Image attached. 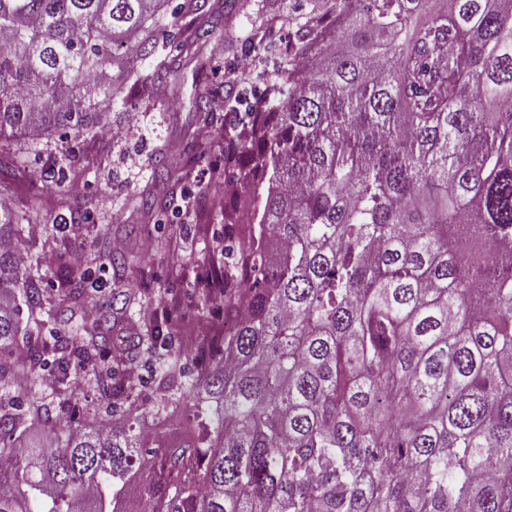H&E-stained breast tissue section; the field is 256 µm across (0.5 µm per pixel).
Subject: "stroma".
Here are the masks:
<instances>
[{
    "mask_svg": "<svg viewBox=\"0 0 512 512\" xmlns=\"http://www.w3.org/2000/svg\"><path fill=\"white\" fill-rule=\"evenodd\" d=\"M293 0H278V20H271L263 0H250L232 22L211 28L200 55L181 45L187 27L206 25V12L184 15L181 0H169L153 23L156 49L151 56L128 58V69L147 74L160 62L175 63L178 84L164 81L152 88V105L139 95L115 99L100 124L71 128L66 134L27 135L0 139V170L19 212L28 213L22 223L17 247L26 257L34 279L46 292H55L59 276L73 271L74 256L83 259L82 269L93 284L88 302L97 314L110 317L111 341L108 363L121 369L126 351L135 337L149 334L142 322L150 310L164 309L179 299L178 316L184 324L175 340L183 346L187 336L208 335L221 311L201 318L198 274L224 247V223L202 225L192 214L195 200L214 196L224 179L219 151L204 152L200 128H209L219 139L225 125L236 116L216 112L204 123L196 102L204 87L232 82L247 93L262 90L274 76L276 60L288 47V6ZM266 28L268 48L256 54L248 50L253 30ZM51 169L64 177L63 186L38 179L40 170ZM153 194L164 205L153 221H145L132 200L141 193ZM38 233H31V226ZM129 253L132 263L112 267L110 255ZM54 256L46 266V256ZM140 377L135 399L145 412L142 436L149 461H156L165 446L179 438L183 420L179 411L164 406L154 367L148 356L137 359ZM79 389L67 405H60L57 388L47 373L30 376L28 396L46 404L52 413H72L76 422L107 420L120 425L127 406H112L98 392L92 372L72 365Z\"/></svg>",
    "mask_w": 512,
    "mask_h": 512,
    "instance_id": "stroma-1",
    "label": "stroma"
}]
</instances>
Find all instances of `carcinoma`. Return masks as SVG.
Instances as JSON below:
<instances>
[{
    "label": "carcinoma",
    "instance_id": "cac0c4a2",
    "mask_svg": "<svg viewBox=\"0 0 512 512\" xmlns=\"http://www.w3.org/2000/svg\"><path fill=\"white\" fill-rule=\"evenodd\" d=\"M185 0L227 23L245 0ZM336 0L293 6L288 51L217 143L224 265L202 279L234 322L191 348L171 308L144 321L187 438L141 481L139 416L52 420L24 376L97 368L102 397H134L105 363L108 318L79 336L23 325L43 289L0 246V512H512V0ZM164 0H0V137L98 123L152 53ZM118 68L120 81L112 80ZM23 221L0 206V243ZM81 272L53 318L84 313ZM193 377L195 401L172 393ZM49 427L25 442L35 423Z\"/></svg>",
    "mask_w": 512,
    "mask_h": 512
}]
</instances>
